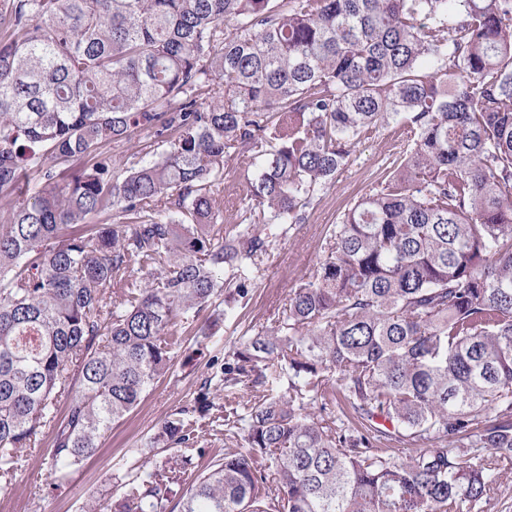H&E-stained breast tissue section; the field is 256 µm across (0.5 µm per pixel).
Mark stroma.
Wrapping results in <instances>:
<instances>
[{"label":"stroma","instance_id":"stroma-1","mask_svg":"<svg viewBox=\"0 0 512 512\" xmlns=\"http://www.w3.org/2000/svg\"><path fill=\"white\" fill-rule=\"evenodd\" d=\"M404 148L397 124L363 138L335 185L318 193L303 223L292 225L276 242L255 276V286L235 311L223 318L216 333L196 342L189 328H178L182 344L170 373L161 378L140 404L113 425L96 456L55 485L41 451L28 456L26 466L0 491V512H109L122 501L125 478L134 464L132 449L144 447L163 424L196 396L200 385L224 364L238 340L279 317L290 288L323 256L325 237L345 209L393 169Z\"/></svg>","mask_w":512,"mask_h":512}]
</instances>
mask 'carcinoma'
Segmentation results:
<instances>
[{
	"label": "carcinoma",
	"mask_w": 512,
	"mask_h": 512,
	"mask_svg": "<svg viewBox=\"0 0 512 512\" xmlns=\"http://www.w3.org/2000/svg\"><path fill=\"white\" fill-rule=\"evenodd\" d=\"M391 123L397 170L343 212L281 317L131 450L121 512H483L498 494L512 0H0V485L47 429L56 481L94 456L170 371L172 329L222 297L197 328L212 336ZM136 133L162 151L114 174L107 146ZM235 158L248 194L226 231ZM271 382L213 420L243 447L173 490L154 448L196 447L212 392Z\"/></svg>",
	"instance_id": "obj_1"
}]
</instances>
